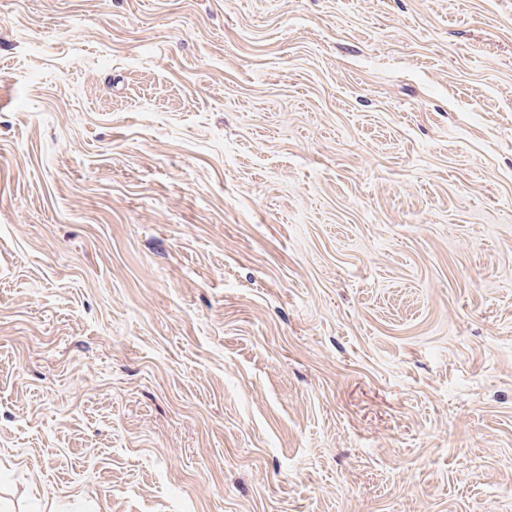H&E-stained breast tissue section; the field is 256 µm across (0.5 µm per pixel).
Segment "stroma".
<instances>
[{
	"instance_id": "35a3bbf8",
	"label": "stroma",
	"mask_w": 512,
	"mask_h": 512,
	"mask_svg": "<svg viewBox=\"0 0 512 512\" xmlns=\"http://www.w3.org/2000/svg\"><path fill=\"white\" fill-rule=\"evenodd\" d=\"M0 512H512V0H0Z\"/></svg>"
}]
</instances>
